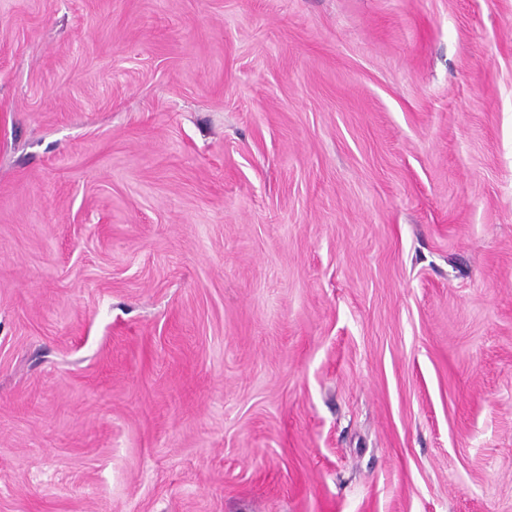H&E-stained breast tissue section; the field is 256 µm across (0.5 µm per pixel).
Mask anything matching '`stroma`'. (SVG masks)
<instances>
[{"label": "stroma", "mask_w": 512, "mask_h": 512, "mask_svg": "<svg viewBox=\"0 0 512 512\" xmlns=\"http://www.w3.org/2000/svg\"><path fill=\"white\" fill-rule=\"evenodd\" d=\"M0 512H512V0H0Z\"/></svg>", "instance_id": "stroma-1"}]
</instances>
